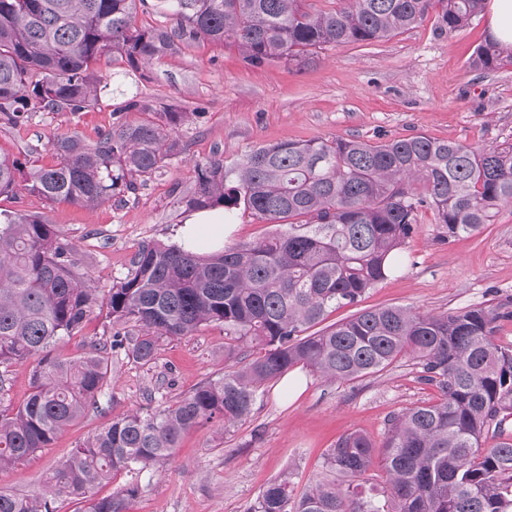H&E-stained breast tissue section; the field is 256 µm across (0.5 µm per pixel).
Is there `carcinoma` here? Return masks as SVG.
Here are the masks:
<instances>
[{
    "instance_id": "1",
    "label": "carcinoma",
    "mask_w": 512,
    "mask_h": 512,
    "mask_svg": "<svg viewBox=\"0 0 512 512\" xmlns=\"http://www.w3.org/2000/svg\"><path fill=\"white\" fill-rule=\"evenodd\" d=\"M145 2L0 0V124L87 111L97 102L100 65L111 58L137 70L202 38L237 46L253 67L299 61L326 46L394 36L433 9L439 30L451 34L478 17L486 0H336L334 10L312 12L302 0H158L175 24L140 29L137 5ZM504 61L512 63V51L488 37L471 67L492 70ZM191 116L128 96L96 141L51 140L52 165L26 171L0 152V194L22 188L50 204L96 208L136 191L137 178L180 154L175 132ZM182 203L194 211L241 206L276 229L205 253L147 243L103 300L57 225L37 213H0V394L13 365L31 364L25 400L0 407V469L48 447L97 404L107 348L122 346L120 333L78 359L53 356L51 347L105 306L113 323L141 332L127 348L137 362L154 359L159 339L211 324L264 353L77 445L48 484L83 503V512H127L138 485L103 498L95 487L122 471L166 463L182 434L203 423L246 421L261 387L296 366L348 382L406 356L415 360L417 380L439 391L437 401L392 417L379 444L359 430L346 434L327 453L332 477L298 495L288 479L271 481L247 512H512V438L503 416L512 410V346L494 340L497 322L512 312L359 307L400 263L421 210L432 211L440 240L451 242L512 203V145L485 150L423 134L381 143L280 142L252 149L232 168L214 155L198 165L196 187ZM343 307L356 311L325 324ZM490 436L496 442L488 446ZM377 461L387 489L364 498L361 481ZM0 512L55 510L42 496L0 487Z\"/></svg>"
}]
</instances>
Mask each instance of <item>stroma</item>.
<instances>
[{"label":"stroma","mask_w":512,"mask_h":512,"mask_svg":"<svg viewBox=\"0 0 512 512\" xmlns=\"http://www.w3.org/2000/svg\"><path fill=\"white\" fill-rule=\"evenodd\" d=\"M488 35L485 17L448 35L438 31L431 15L393 37L327 46L299 64L252 67L236 46L206 40L185 43L139 72L110 63L93 109L75 115L40 112L14 128L0 124V151L27 169L54 164V137L96 140L110 127L124 95L134 93L193 113V121L177 132L182 153L159 172L138 177L135 193L93 210L50 204L20 189L0 194V211L45 215L75 245L95 287L107 293L131 270L143 244L176 243V231L189 214L181 199L194 188L197 164L214 154L230 165L253 148L286 140L355 137L377 143L418 133L479 148L512 144V65L483 72L469 63ZM418 224L399 269L369 290L365 306H401L420 314L480 306L512 312V204L501 206L471 236L451 243L439 242L431 211H422ZM116 332L123 334L124 346L110 355L97 408L35 456L0 469V487L44 494L48 473L72 448L131 410L159 408L188 395L231 365L224 356V329L217 325L164 339L153 361L134 362L124 348L137 329L113 326L102 311L52 353L78 358ZM294 373L304 379L300 394L289 391L287 380L270 383L242 424L228 429L215 420L196 427L183 435L167 465L133 478L118 474L98 485L96 495L110 496L133 479L139 492L129 512H246L272 480L288 478L299 491L326 476V454L345 434L358 429L381 441L393 415L439 397L418 382L407 357L345 383L302 367Z\"/></svg>","instance_id":"obj_1"}]
</instances>
